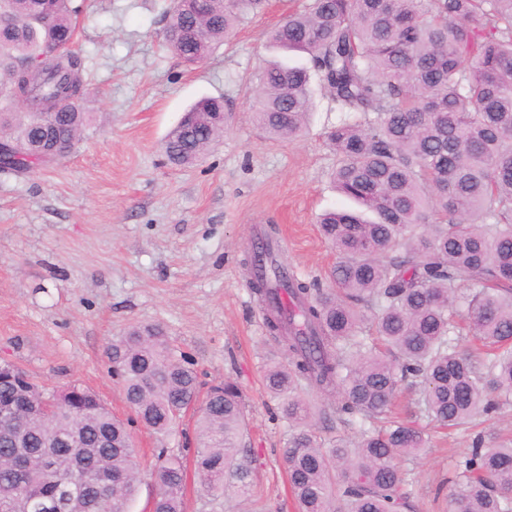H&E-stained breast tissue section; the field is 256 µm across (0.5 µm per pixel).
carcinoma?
Masks as SVG:
<instances>
[{
  "label": "carcinoma",
  "mask_w": 512,
  "mask_h": 512,
  "mask_svg": "<svg viewBox=\"0 0 512 512\" xmlns=\"http://www.w3.org/2000/svg\"><path fill=\"white\" fill-rule=\"evenodd\" d=\"M267 0H208L201 15L169 0L167 46L200 63ZM85 3L0 0V170L22 173L34 144L79 140L88 113L84 62L72 49ZM282 60L258 75L255 117L273 140L302 135L316 75L342 113L327 134L337 189L361 211H333L320 230L339 260L331 286L288 274L267 232L244 259L252 293L285 361L267 366L292 427L282 458L297 512H413L396 460L429 445L424 429L387 415L398 382L422 412L458 427L512 403V0H308L269 32ZM40 64V76L27 72ZM25 103L26 111L11 105ZM224 99L190 106L162 151L189 167L224 136ZM467 331L474 348L458 346ZM112 375L136 419L175 432L196 402L191 463L159 450L153 512H183L188 469L201 489L250 497L241 452L246 415L231 381L200 392L193 363L163 330L136 325L112 343ZM360 418L357 442L325 446L301 383ZM0 375V512H129L139 482L126 424L80 386L62 400ZM50 407L49 422L28 407ZM53 471H48V465ZM448 512H512V442L482 438L458 464Z\"/></svg>",
  "instance_id": "cac0c4a2"
}]
</instances>
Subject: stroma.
Returning <instances> with one entry per match:
<instances>
[{"label": "stroma", "mask_w": 512, "mask_h": 512, "mask_svg": "<svg viewBox=\"0 0 512 512\" xmlns=\"http://www.w3.org/2000/svg\"><path fill=\"white\" fill-rule=\"evenodd\" d=\"M167 3L95 0L81 14L88 91L80 107L89 126L66 157L22 174L0 172V361L50 390L87 387L127 421L140 451L130 512H152L157 450L187 456L194 420L167 438L136 423L107 351L131 326L162 328L203 386L230 380L240 389L249 419V512H296L282 459L288 423L263 380L266 365L283 355L243 259L275 224L279 261L329 285L337 254L317 221L352 207L330 178L336 153L325 133L339 114L315 81L301 138L267 140L254 121L255 74L274 54L266 33L302 0H269L194 66L164 45ZM206 96L224 99V137L197 164L172 167L161 143ZM300 395L317 407L322 440L355 435L317 388L303 386ZM478 433L489 447L512 438V404L475 431L432 430L429 448L400 458L415 512H447L456 464Z\"/></svg>", "instance_id": "stroma-1"}]
</instances>
